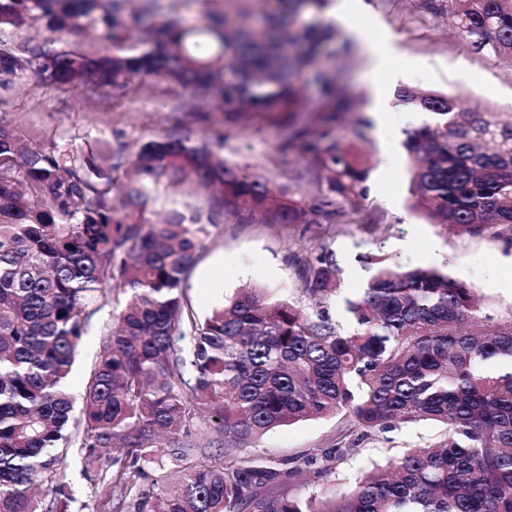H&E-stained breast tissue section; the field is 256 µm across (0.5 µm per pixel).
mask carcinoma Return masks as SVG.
Here are the masks:
<instances>
[{
  "mask_svg": "<svg viewBox=\"0 0 512 512\" xmlns=\"http://www.w3.org/2000/svg\"><path fill=\"white\" fill-rule=\"evenodd\" d=\"M191 1L206 4L170 0L158 22L160 0H0V28L43 22L54 34L0 41V73L99 97L161 78L192 89L183 107L211 95L239 119L307 111L300 83L313 81L330 102L316 111H342L332 105L336 78L320 65L336 44V27L322 20L329 0H223L222 18L200 10L181 24ZM448 17L472 50L512 57V0H450ZM88 27L112 50L65 39ZM397 100L434 117L408 133L413 208L456 236L511 246L512 114L463 109L432 89L401 88ZM303 137L313 139L311 166L287 187L178 126L135 151L118 141L65 157L0 113V512L65 510L56 497L39 510L30 489L50 451L70 441L83 305L107 289L127 300L83 401L86 472L103 470L106 448L152 458L195 410L231 444L341 414L359 433L340 434L332 448L273 460L231 447L222 462L181 467L162 486L160 512H512V309L490 327L476 290L447 271L370 254L366 287L345 299L346 332L327 311L341 269L323 250L301 264L308 309L247 288L202 322L188 310L183 284L216 216L331 224L336 213L303 186L324 183L348 202L363 194V153L325 124L291 135ZM188 183L207 188L206 207L148 217L151 188ZM187 335L190 379L178 346ZM420 420L443 423L448 437L314 500L277 492L304 469L330 472L364 440Z\"/></svg>",
  "mask_w": 512,
  "mask_h": 512,
  "instance_id": "1",
  "label": "carcinoma"
}]
</instances>
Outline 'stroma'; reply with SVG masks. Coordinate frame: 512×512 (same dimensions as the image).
<instances>
[{"instance_id":"stroma-1","label":"stroma","mask_w":512,"mask_h":512,"mask_svg":"<svg viewBox=\"0 0 512 512\" xmlns=\"http://www.w3.org/2000/svg\"><path fill=\"white\" fill-rule=\"evenodd\" d=\"M366 11L353 20L366 29L376 45L391 41L390 67L394 81L384 83L388 95L402 87L435 89L456 95L468 108L490 106L512 113V61L475 53L456 35L448 21V0H365ZM340 42L351 52L336 51L324 57V69L336 73L346 99L333 126L338 143L356 142L371 159L363 197L347 203L333 199L332 224H264L246 217H220L209 235L183 289L190 311L204 318L238 289L262 288L273 301L310 305L300 275V259L321 250L333 252L343 270L342 291L333 298V320L346 323L345 298L365 288L371 272L361 261L367 253L384 254L408 267H445L456 279L475 288L482 298L484 316L498 318L512 308V247L488 237H457L427 223L412 209L410 160L404 145L379 138L369 127L370 89L365 81L370 57L363 46L353 45L346 25H338ZM190 91L163 80L130 84L124 91L101 99L70 86L12 80L0 89L6 112L26 139L55 145L59 153L81 152L95 140L141 144L170 126L182 125L191 139L205 141L225 159L258 166L276 184H291L306 169L311 156L304 141H290L289 131L278 121L251 116L225 120L219 107L208 100L196 111L181 109ZM125 303L124 294L112 292L86 304L90 314L80 353L69 377L75 399H82L93 360L106 327ZM343 424L342 416L311 418L268 432L247 452L268 459L289 458L308 448H327ZM446 429L434 421L404 425L383 436L364 441L361 455L317 476L305 472L282 488L284 494L303 499L354 482L361 469L385 464L410 447L434 443ZM190 448L192 462L208 463L217 454L221 435L208 418L197 415L175 436ZM81 448H57L50 485L41 498L50 501L54 489L67 495L69 512H134L136 503L161 492L177 460L162 452L153 462L132 461L112 452V464L99 474H85Z\"/></svg>"}]
</instances>
